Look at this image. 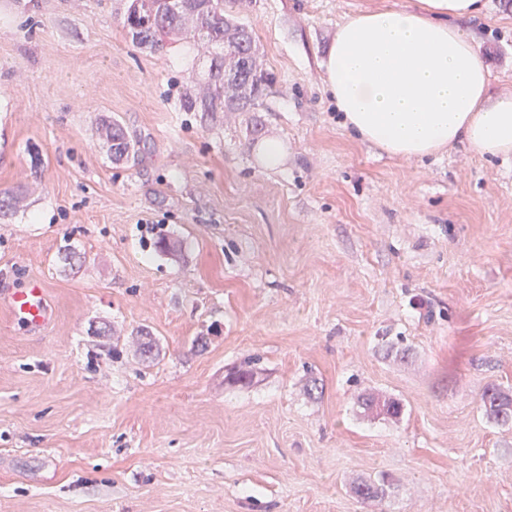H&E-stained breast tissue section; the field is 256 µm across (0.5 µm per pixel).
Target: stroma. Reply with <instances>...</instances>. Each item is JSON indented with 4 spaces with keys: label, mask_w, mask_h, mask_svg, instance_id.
Wrapping results in <instances>:
<instances>
[{
    "label": "stroma",
    "mask_w": 512,
    "mask_h": 512,
    "mask_svg": "<svg viewBox=\"0 0 512 512\" xmlns=\"http://www.w3.org/2000/svg\"><path fill=\"white\" fill-rule=\"evenodd\" d=\"M415 2L247 0L275 82L210 117L181 106L210 55L133 44L129 0H0V289L54 312L0 309V512H512V423L479 408L512 394V155L388 156L323 81L347 17ZM452 24L511 96L512 0ZM103 129L112 156L116 160L128 158L132 153L133 147L120 122L117 120H106L103 123ZM0 305L6 307L12 318L31 331H39L52 319L42 281L32 280L24 288L0 291ZM480 408L488 418L497 423L505 425L512 422V397L495 385L484 389Z\"/></svg>",
    "instance_id": "obj_1"
}]
</instances>
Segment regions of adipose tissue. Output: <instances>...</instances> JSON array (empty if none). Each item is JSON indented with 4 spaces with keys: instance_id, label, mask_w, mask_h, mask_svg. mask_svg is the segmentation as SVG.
<instances>
[{
    "instance_id": "ef3b65f1",
    "label": "adipose tissue",
    "mask_w": 512,
    "mask_h": 512,
    "mask_svg": "<svg viewBox=\"0 0 512 512\" xmlns=\"http://www.w3.org/2000/svg\"><path fill=\"white\" fill-rule=\"evenodd\" d=\"M481 8V0H419L345 20L324 75L348 132L405 159L459 141L483 155L512 153V96L490 99L487 66L448 23Z\"/></svg>"
}]
</instances>
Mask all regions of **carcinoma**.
Returning a JSON list of instances; mask_svg holds the SVG:
<instances>
[{
    "label": "carcinoma",
    "mask_w": 512,
    "mask_h": 512,
    "mask_svg": "<svg viewBox=\"0 0 512 512\" xmlns=\"http://www.w3.org/2000/svg\"><path fill=\"white\" fill-rule=\"evenodd\" d=\"M240 2L131 0L127 8L124 26L136 45L159 50L164 47L165 36L181 33L213 55L209 83L202 94L190 95L183 101V109L189 112H254L275 81L274 75L258 62L252 27L238 18ZM103 129L112 156L117 160L129 157L133 147L120 122L106 120ZM361 405L395 418L403 410L396 400L381 402L369 394L363 396ZM480 408L497 423L512 422V396L495 385L484 389ZM355 492L367 501L383 497L382 488L368 481L358 484Z\"/></svg>",
    "instance_id": "carcinoma-1"
}]
</instances>
